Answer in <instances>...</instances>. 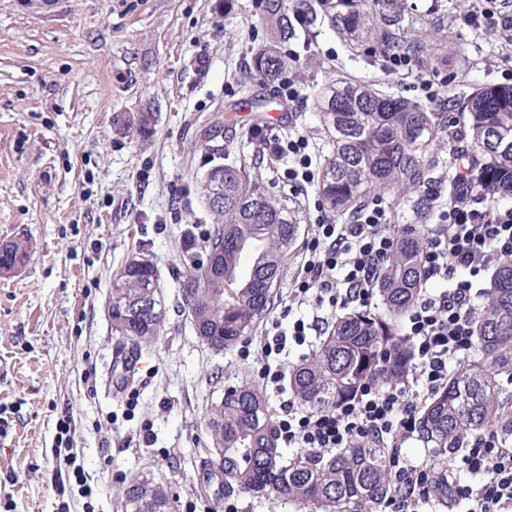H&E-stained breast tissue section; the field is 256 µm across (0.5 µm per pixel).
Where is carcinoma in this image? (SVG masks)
I'll return each mask as SVG.
<instances>
[{"label":"carcinoma","instance_id":"cac0c4a2","mask_svg":"<svg viewBox=\"0 0 512 512\" xmlns=\"http://www.w3.org/2000/svg\"><path fill=\"white\" fill-rule=\"evenodd\" d=\"M401 0H263L268 42L252 50L248 78L262 83L282 78L300 64V55L282 45L301 27L327 24L349 43L377 38L389 53L429 54L421 43L400 37ZM315 110L331 151L317 180L318 199L332 218H353L360 207L391 190L415 193L417 220L428 219L427 190L439 161L434 149L448 138L449 154L465 162L460 174L501 201L512 199V84H484L458 103L465 127L450 135L454 116L434 112L419 100L387 95L357 81H336L315 96ZM209 191L220 204L207 206L212 226L206 258L185 266L184 302L192 306L199 338L218 351L232 349L252 332L273 304L288 250L295 241L299 209L287 197L266 190L259 175L242 162L213 167ZM249 241L260 244L248 268L241 257ZM20 242L0 246V268L27 259ZM224 264L211 271L213 259ZM246 274H241V270ZM420 230H397L396 245L377 293L382 311L367 310L336 319L318 350L288 375L293 396L312 411L328 410L352 398L367 382L383 384L409 366L399 323L414 305L421 280ZM112 333L135 347L150 344L165 319L157 272L146 256L130 259L110 301ZM474 357L455 365L447 385L431 395L418 421V438L435 449L445 468L449 448L493 431L512 443V258L500 261L474 317ZM205 425L211 453L232 493L294 502L305 512H366L389 492L388 449L373 445L342 448L319 457L286 460L264 392L247 380L210 406ZM125 512H171L166 489L134 477L122 488Z\"/></svg>","mask_w":512,"mask_h":512}]
</instances>
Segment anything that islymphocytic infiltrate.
<instances>
[{
  "label": "lymphocytic infiltrate",
  "mask_w": 512,
  "mask_h": 512,
  "mask_svg": "<svg viewBox=\"0 0 512 512\" xmlns=\"http://www.w3.org/2000/svg\"><path fill=\"white\" fill-rule=\"evenodd\" d=\"M429 197L438 223L422 237L423 277L406 316L412 359L405 376L365 384L356 397L326 412L289 403L276 420V432L286 447L311 455L364 443L388 449L391 490L380 512L433 505L442 482L448 485L449 503L464 505L465 512H512V444L497 434L474 438L462 453L449 454L443 471L432 458L416 461L402 451L415 436L429 396L447 384L450 366L475 353L476 283L512 257V207L499 206L464 182L448 192L443 181H436ZM387 222L385 209L376 203L350 223L317 224L304 245L307 259L293 282V299L312 296L333 307L368 303L396 242Z\"/></svg>",
  "instance_id": "1"
}]
</instances>
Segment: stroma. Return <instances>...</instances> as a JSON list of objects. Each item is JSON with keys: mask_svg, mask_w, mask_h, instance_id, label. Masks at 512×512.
<instances>
[{"mask_svg": "<svg viewBox=\"0 0 512 512\" xmlns=\"http://www.w3.org/2000/svg\"><path fill=\"white\" fill-rule=\"evenodd\" d=\"M262 0H0V244L23 241L28 264L0 273V512H84L85 500L56 454L69 445L95 512H122L132 477L167 488L173 512H214L198 469L212 465L204 417L248 377L263 385L260 339L273 323L321 317L330 306H291L303 245L325 219L312 183L284 179L291 158L269 160L262 140H309L313 165L329 150L314 96L352 79L450 112L474 87L512 82L506 47L467 23L481 0H404L403 35L432 52L391 73L369 43L355 48L322 28L286 80L241 83L264 35ZM297 96L286 101V84ZM284 101L288 127L252 133L247 99ZM156 115L149 137L126 125ZM256 159L264 186L300 206L298 235L273 308L238 349L217 352L197 337L182 296L184 229L209 228L184 190L212 163ZM149 256L166 319L125 391L108 372L125 346L112 333L109 297L123 266Z\"/></svg>", "mask_w": 512, "mask_h": 512, "instance_id": "obj_1", "label": "stroma"}]
</instances>
